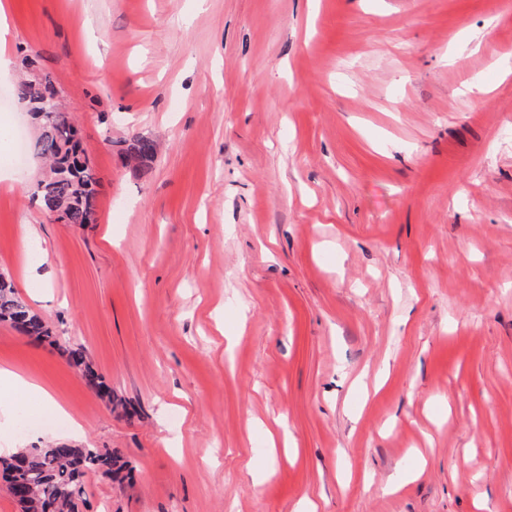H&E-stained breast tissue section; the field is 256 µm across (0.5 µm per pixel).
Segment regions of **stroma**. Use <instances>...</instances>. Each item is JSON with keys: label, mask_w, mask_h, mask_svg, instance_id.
<instances>
[{"label": "stroma", "mask_w": 512, "mask_h": 512, "mask_svg": "<svg viewBox=\"0 0 512 512\" xmlns=\"http://www.w3.org/2000/svg\"><path fill=\"white\" fill-rule=\"evenodd\" d=\"M10 3L0 94L34 59L99 182L84 226L36 158L0 186L58 340L0 324V366L133 469L81 512H512V0ZM13 411L0 448L43 444ZM126 147L122 149L121 153L131 161L132 158H136L138 163L135 167L146 165L148 162H152L156 154V145L153 140L144 137H135L125 144ZM65 353L71 367L84 380V382L93 388L101 398L111 400L112 388L105 382L104 377L98 373L94 365L88 358L82 348H66ZM1 379L6 386H9V393L13 397H22L28 394H37L41 397L46 409L61 416H68L65 408L58 403L50 392L31 378L21 376L7 368L0 369Z\"/></svg>", "instance_id": "obj_1"}]
</instances>
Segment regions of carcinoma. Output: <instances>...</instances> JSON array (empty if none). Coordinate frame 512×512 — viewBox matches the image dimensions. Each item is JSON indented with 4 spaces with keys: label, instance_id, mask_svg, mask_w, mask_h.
<instances>
[{
    "label": "carcinoma",
    "instance_id": "1",
    "mask_svg": "<svg viewBox=\"0 0 512 512\" xmlns=\"http://www.w3.org/2000/svg\"><path fill=\"white\" fill-rule=\"evenodd\" d=\"M58 94L48 74L40 81L31 76L22 77L14 86V96L29 112L35 128L30 152L47 164L33 198L44 211L62 213L66 223L84 225L95 208L96 178L88 167L76 126ZM122 154L129 159H137L141 166L154 160L156 145L148 138L135 137L126 143ZM0 323L37 341L53 338L52 330L43 319L2 276ZM65 353L69 364L84 382L101 398L112 401V388L95 369L85 351L77 347L67 348ZM10 460L25 464V469L13 477L5 473L0 475L12 496L15 495V485L25 487L26 497L17 501L20 512H79V507L85 503L84 477L87 473L100 471L115 480L130 475L128 463L120 454L90 445L44 444L20 448L0 457L4 464Z\"/></svg>",
    "mask_w": 512,
    "mask_h": 512
}]
</instances>
